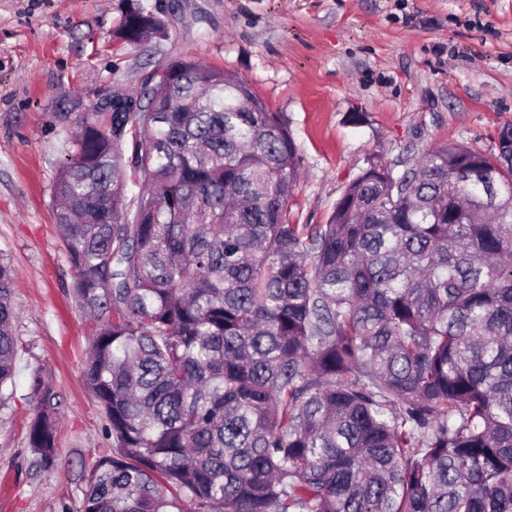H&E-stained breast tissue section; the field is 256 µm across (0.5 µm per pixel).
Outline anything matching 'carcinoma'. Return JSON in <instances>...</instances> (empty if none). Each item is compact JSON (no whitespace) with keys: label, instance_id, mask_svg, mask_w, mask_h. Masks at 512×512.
Masks as SVG:
<instances>
[{"label":"carcinoma","instance_id":"cac0c4a2","mask_svg":"<svg viewBox=\"0 0 512 512\" xmlns=\"http://www.w3.org/2000/svg\"><path fill=\"white\" fill-rule=\"evenodd\" d=\"M161 23L138 10L121 36ZM74 126L52 184L111 448L82 512H512V131L372 160L288 222V125L183 59ZM139 186L135 211L129 185ZM0 250V414L19 351ZM27 440L57 459L41 371Z\"/></svg>","mask_w":512,"mask_h":512}]
</instances>
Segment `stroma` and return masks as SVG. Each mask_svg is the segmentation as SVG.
<instances>
[{
    "mask_svg": "<svg viewBox=\"0 0 512 512\" xmlns=\"http://www.w3.org/2000/svg\"><path fill=\"white\" fill-rule=\"evenodd\" d=\"M135 9L163 35L119 38ZM179 59L235 73L284 117L300 173L292 224L327 223L370 159L456 143L488 154L512 125V0H0V249L21 341L0 420V512H80L110 446L81 377L89 329L51 195L72 130L54 115L67 98L86 109L103 90L139 89ZM37 369L59 402L48 470L27 441Z\"/></svg>",
    "mask_w": 512,
    "mask_h": 512,
    "instance_id": "35a3bbf8",
    "label": "stroma"
}]
</instances>
